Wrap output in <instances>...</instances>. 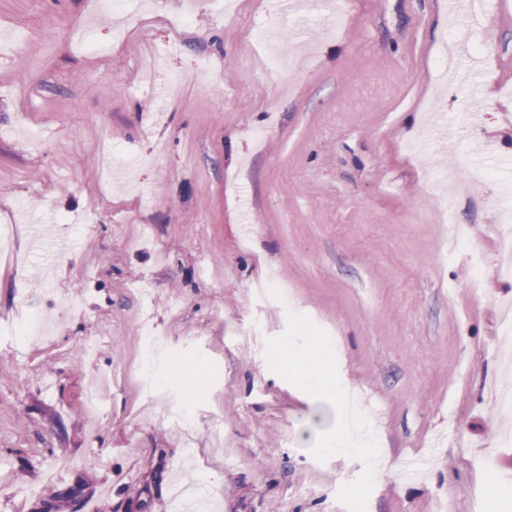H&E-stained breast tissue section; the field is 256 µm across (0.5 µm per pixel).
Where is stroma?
I'll return each instance as SVG.
<instances>
[{
  "instance_id": "35a3bbf8",
  "label": "stroma",
  "mask_w": 512,
  "mask_h": 512,
  "mask_svg": "<svg viewBox=\"0 0 512 512\" xmlns=\"http://www.w3.org/2000/svg\"><path fill=\"white\" fill-rule=\"evenodd\" d=\"M444 2L0 0V512H173L176 482L210 512H512V0ZM467 169L492 172L456 199L476 255L431 184ZM31 313L46 330L11 334ZM300 336L341 350L375 475L317 452L336 414L278 358Z\"/></svg>"
}]
</instances>
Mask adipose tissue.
Returning a JSON list of instances; mask_svg holds the SVG:
<instances>
[{"label": "adipose tissue", "instance_id": "adipose-tissue-1", "mask_svg": "<svg viewBox=\"0 0 512 512\" xmlns=\"http://www.w3.org/2000/svg\"><path fill=\"white\" fill-rule=\"evenodd\" d=\"M288 371L320 400L337 407V420L321 443L323 451L359 453L369 457L372 470L383 468L386 452L373 443V425L366 421L357 393L340 387L334 378L314 369L306 347L296 343L288 348Z\"/></svg>", "mask_w": 512, "mask_h": 512}]
</instances>
